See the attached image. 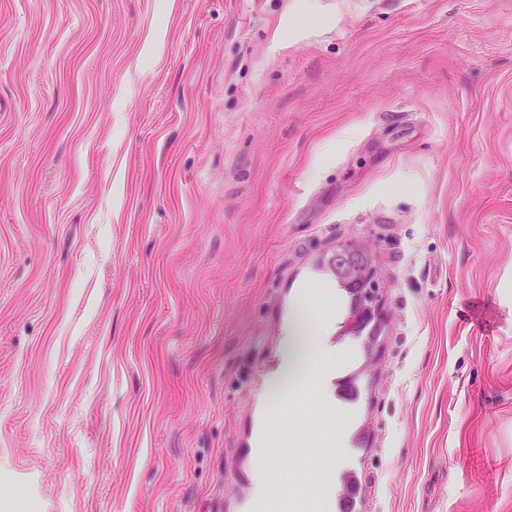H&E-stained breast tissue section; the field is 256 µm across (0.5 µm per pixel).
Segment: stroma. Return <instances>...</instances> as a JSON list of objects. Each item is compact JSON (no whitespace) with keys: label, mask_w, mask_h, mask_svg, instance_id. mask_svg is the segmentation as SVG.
Instances as JSON below:
<instances>
[{"label":"stroma","mask_w":512,"mask_h":512,"mask_svg":"<svg viewBox=\"0 0 512 512\" xmlns=\"http://www.w3.org/2000/svg\"><path fill=\"white\" fill-rule=\"evenodd\" d=\"M350 244L372 361L325 263ZM264 483L512 512V0H0V512H257ZM327 261L335 274L357 285L356 301L344 334L356 336L365 332L373 347L384 325L375 255L367 247L345 246L332 251ZM309 341L310 336L307 334V325L302 322L298 323L288 336V341L284 346L281 377L272 383V387H276L281 378L297 373L303 363Z\"/></svg>","instance_id":"stroma-1"}]
</instances>
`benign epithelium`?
Here are the masks:
<instances>
[{
    "label": "benign epithelium",
    "instance_id": "obj_1",
    "mask_svg": "<svg viewBox=\"0 0 512 512\" xmlns=\"http://www.w3.org/2000/svg\"><path fill=\"white\" fill-rule=\"evenodd\" d=\"M327 261L335 273L357 285L356 301L344 334L356 336L365 332L370 344H376L384 318L375 255L367 247L345 246L332 251Z\"/></svg>",
    "mask_w": 512,
    "mask_h": 512
}]
</instances>
